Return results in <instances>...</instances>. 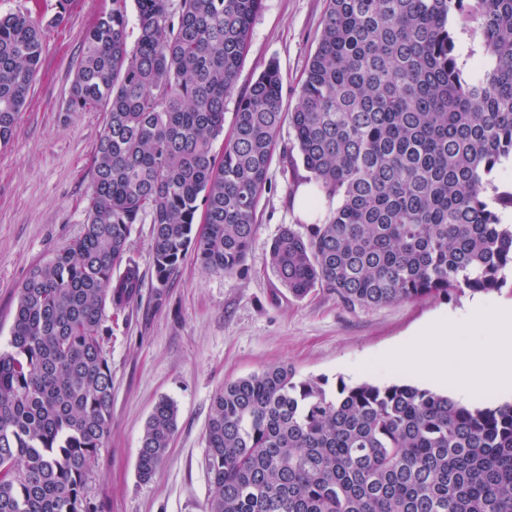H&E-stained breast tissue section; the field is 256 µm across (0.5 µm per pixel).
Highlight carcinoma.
I'll use <instances>...</instances> for the list:
<instances>
[{"label":"carcinoma","mask_w":512,"mask_h":512,"mask_svg":"<svg viewBox=\"0 0 512 512\" xmlns=\"http://www.w3.org/2000/svg\"><path fill=\"white\" fill-rule=\"evenodd\" d=\"M112 0L85 34L70 107L106 108L82 234L21 284L0 350V512H93L92 458L112 428L106 308L138 295L124 260L130 228L151 217L164 284L188 251L208 273L244 270L283 121L306 180L336 209L271 243L270 264L298 298L326 289L363 309L498 289L512 271V226L485 199L512 156V0H327L293 111L269 64L235 92L262 0ZM479 30L492 66L466 79L449 18ZM0 17V143L39 70L47 30ZM178 408L154 406L139 478L163 463ZM204 512H512V402L468 406L409 384L326 389L286 364L215 394Z\"/></svg>","instance_id":"carcinoma-1"}]
</instances>
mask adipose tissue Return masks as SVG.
<instances>
[{
	"instance_id": "adipose-tissue-1",
	"label": "adipose tissue",
	"mask_w": 512,
	"mask_h": 512,
	"mask_svg": "<svg viewBox=\"0 0 512 512\" xmlns=\"http://www.w3.org/2000/svg\"><path fill=\"white\" fill-rule=\"evenodd\" d=\"M392 368L427 375L454 396L512 391V307L476 301L465 317L443 316L385 355Z\"/></svg>"
}]
</instances>
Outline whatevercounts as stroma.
<instances>
[{
    "label": "stroma",
    "instance_id": "1",
    "mask_svg": "<svg viewBox=\"0 0 512 512\" xmlns=\"http://www.w3.org/2000/svg\"><path fill=\"white\" fill-rule=\"evenodd\" d=\"M39 72L13 139L0 144V348H6L29 272L82 232L94 150L105 109L71 111L70 88L86 30L112 0H0V15L48 20ZM326 0H264L241 63L246 89L269 63L283 76L282 109L291 111L321 31ZM294 135L282 125L257 209V233L243 273L204 272L186 255L167 283L156 279L152 224L132 225L127 259L142 288L124 310L109 311L103 349L112 369V431L91 460L86 495L94 512H203L212 486L203 465L214 395L226 382L270 365L291 366L297 378L427 386L413 372L393 373L381 356L438 315L465 316L474 294L455 292L350 310L316 289L291 296L276 277L269 247L283 228L304 232L294 199L303 185ZM178 407V427L150 481L137 476L144 424L159 398Z\"/></svg>",
    "mask_w": 512,
    "mask_h": 512
}]
</instances>
